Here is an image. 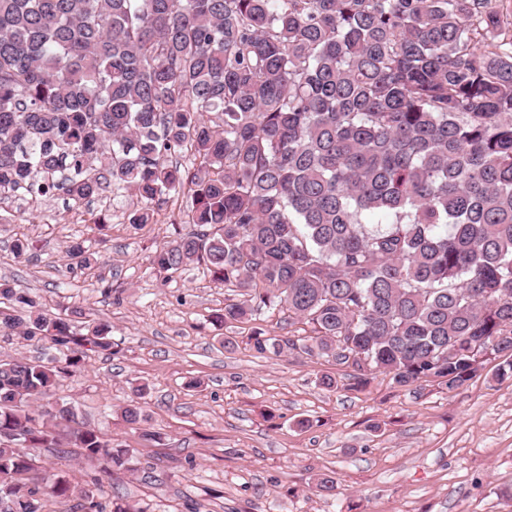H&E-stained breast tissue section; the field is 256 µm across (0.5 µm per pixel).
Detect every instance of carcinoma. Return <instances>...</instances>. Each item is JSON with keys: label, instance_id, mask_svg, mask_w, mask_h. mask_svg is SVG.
Segmentation results:
<instances>
[{"label": "carcinoma", "instance_id": "cac0c4a2", "mask_svg": "<svg viewBox=\"0 0 512 512\" xmlns=\"http://www.w3.org/2000/svg\"><path fill=\"white\" fill-rule=\"evenodd\" d=\"M183 148L192 172L167 163ZM112 185L145 203L132 224L191 193L197 231L151 265L197 263L249 291L222 321L277 308L310 327L254 330L259 354L325 357L404 391H452L491 362L512 381V34L497 0H0V198ZM65 254L97 262L78 242ZM84 318L0 280V335L57 351L0 360L8 512L72 493L63 470L24 475L26 449L60 446L52 421L78 418L44 399L87 353L118 352L112 325ZM145 394L122 410L134 429ZM68 444L136 470L93 428ZM81 497L75 512H103Z\"/></svg>", "mask_w": 512, "mask_h": 512}]
</instances>
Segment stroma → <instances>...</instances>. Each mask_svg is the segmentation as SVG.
<instances>
[{
  "mask_svg": "<svg viewBox=\"0 0 512 512\" xmlns=\"http://www.w3.org/2000/svg\"><path fill=\"white\" fill-rule=\"evenodd\" d=\"M139 206L126 190L79 203L60 193L0 202V277L46 309L77 306L111 323L121 348L88 359L53 400L77 402L85 423L137 461L135 472L112 473L74 449L61 458L30 449L38 465L66 470L80 491L99 483L103 505L155 512H512V381L485 369L456 390L429 383L413 394L378 373L359 389L353 369L334 361L257 354L252 329L286 334L282 312L221 323L237 289L196 264L169 279L150 265L157 248L189 232L190 196H164L137 227ZM22 236L33 247L18 257ZM73 242L96 252L93 268L70 266ZM324 374L334 388L319 385ZM136 382L149 387L139 430L121 415ZM323 475L335 478L334 495L315 491Z\"/></svg>",
  "mask_w": 512,
  "mask_h": 512,
  "instance_id": "stroma-1",
  "label": "stroma"
}]
</instances>
